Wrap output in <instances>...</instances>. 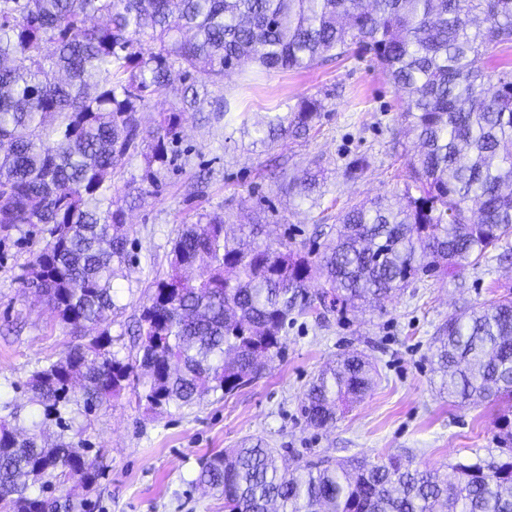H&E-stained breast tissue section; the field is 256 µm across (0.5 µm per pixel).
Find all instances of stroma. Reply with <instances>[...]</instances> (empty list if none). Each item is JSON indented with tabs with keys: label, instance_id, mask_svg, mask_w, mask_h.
Returning <instances> with one entry per match:
<instances>
[{
	"label": "stroma",
	"instance_id": "stroma-1",
	"mask_svg": "<svg viewBox=\"0 0 512 512\" xmlns=\"http://www.w3.org/2000/svg\"><path fill=\"white\" fill-rule=\"evenodd\" d=\"M315 98L321 117L305 139H283L272 149L251 146L243 122L286 112ZM229 105L214 111L215 99ZM401 92L371 55L356 53L304 71L231 72L181 121L177 159L143 179L142 152L119 160L112 178L117 195L146 191L126 211L133 260L115 279L122 311L109 327L114 347L135 356L130 328L156 273L169 268L182 225L201 214L228 224H260L262 242L285 243L309 258L334 238L346 204L381 195L402 196L418 147L402 117ZM363 158L357 179L342 175L346 162ZM318 175L312 192L289 191V182ZM34 244L0 242V397L21 404L20 390L38 363L57 360L76 338L22 278ZM512 293V241L491 251L478 268L441 279L425 276L398 292L385 310L335 309L326 317H297L281 353L265 374L226 398L157 414L124 390L90 416L83 434L99 452L101 478L91 490V512H224V499L195 485L212 453L261 438L287 464L314 457L377 459L411 453L420 468L450 463L495 447L494 406L462 408L438 390L432 353L439 327L453 315L492 297ZM361 351L378 371L373 390L326 428L306 425L300 405L312 378L342 354Z\"/></svg>",
	"mask_w": 512,
	"mask_h": 512
}]
</instances>
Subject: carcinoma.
Returning <instances> with one entry per match:
<instances>
[{
	"label": "carcinoma",
	"instance_id": "obj_1",
	"mask_svg": "<svg viewBox=\"0 0 512 512\" xmlns=\"http://www.w3.org/2000/svg\"><path fill=\"white\" fill-rule=\"evenodd\" d=\"M358 49L403 93L419 141L406 203L347 206L316 262L246 247L219 216L183 225L136 321L135 360L104 329L31 372L30 425L0 422V512H75L71 492L55 491L100 474L76 421L124 389L154 411L231 396L281 352L292 316L388 301L425 275L479 265L512 236V70L495 65L512 50V0H0V238L42 236L24 287L75 336L121 310L113 281L131 255L115 160L143 143L147 168L175 160L199 88L229 72L308 70ZM189 78L142 127L148 98ZM320 108L304 98L243 134L265 147L301 138ZM434 357L440 392L507 403L499 456L444 476L401 455L286 468L259 439L214 453L194 483L220 491L224 512H512V297L448 318ZM373 385L369 363L347 355L309 383L302 415L326 427Z\"/></svg>",
	"mask_w": 512,
	"mask_h": 512
}]
</instances>
